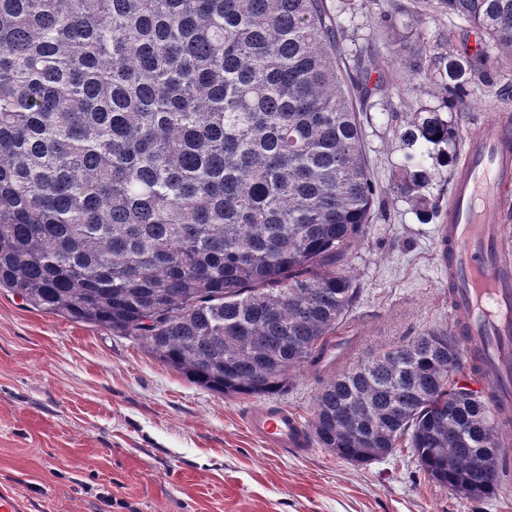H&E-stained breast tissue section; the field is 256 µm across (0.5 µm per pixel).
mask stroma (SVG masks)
<instances>
[{"mask_svg":"<svg viewBox=\"0 0 512 512\" xmlns=\"http://www.w3.org/2000/svg\"><path fill=\"white\" fill-rule=\"evenodd\" d=\"M349 50L375 57L390 81L364 124L365 152L383 203L349 255L361 287L342 333L364 359L437 329L450 331L448 276L434 239L448 208V170L419 198L397 189L407 156L399 137L423 109H442L435 79L404 72L375 13L398 8L400 31L454 57L477 33L415 0H329ZM445 118L472 134L489 114L512 124V66L475 83ZM320 385L305 368L267 405L302 423ZM253 400L195 385L110 329L30 308L0 288V492L24 512H512V490L479 501L428 481L410 449L368 465L318 446L296 453L250 433Z\"/></svg>","mask_w":512,"mask_h":512,"instance_id":"1","label":"stroma"}]
</instances>
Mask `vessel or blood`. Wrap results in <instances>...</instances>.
Listing matches in <instances>:
<instances>
[{
    "mask_svg": "<svg viewBox=\"0 0 512 512\" xmlns=\"http://www.w3.org/2000/svg\"><path fill=\"white\" fill-rule=\"evenodd\" d=\"M512 128L488 115L465 141L438 260L452 291L451 316L466 365L476 367L492 404L512 401ZM251 430L267 444L305 451L307 435L288 409L255 405Z\"/></svg>",
    "mask_w": 512,
    "mask_h": 512,
    "instance_id": "1",
    "label": "vessel or blood"
}]
</instances>
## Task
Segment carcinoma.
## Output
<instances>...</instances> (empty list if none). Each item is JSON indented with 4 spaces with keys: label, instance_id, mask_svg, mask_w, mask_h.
I'll return each instance as SVG.
<instances>
[{
    "label": "carcinoma",
    "instance_id": "carcinoma-1",
    "mask_svg": "<svg viewBox=\"0 0 512 512\" xmlns=\"http://www.w3.org/2000/svg\"><path fill=\"white\" fill-rule=\"evenodd\" d=\"M428 6L481 36L452 60L396 40L455 112L468 77L493 84L489 47L512 56V0ZM343 33L327 0H0V288L225 396L278 395L308 367L319 447L365 465L404 444L448 493L483 499L507 477L499 410L457 337L322 366L381 194L363 118L387 76ZM399 136L462 131L427 109ZM401 171L413 197L435 176L412 156Z\"/></svg>",
    "mask_w": 512,
    "mask_h": 512
}]
</instances>
